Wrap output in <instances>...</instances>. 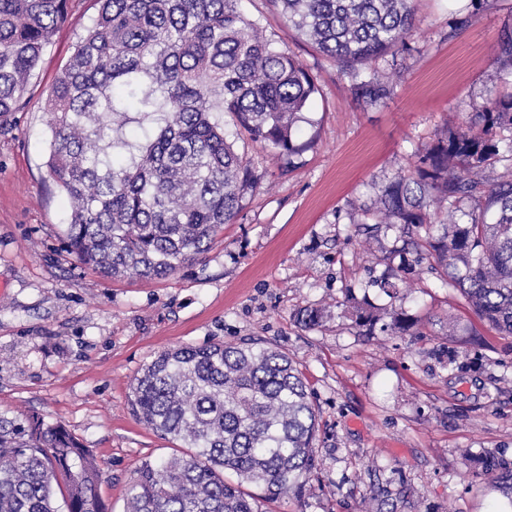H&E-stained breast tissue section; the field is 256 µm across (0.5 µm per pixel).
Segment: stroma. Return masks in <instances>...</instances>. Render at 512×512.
I'll use <instances>...</instances> for the list:
<instances>
[{
    "mask_svg": "<svg viewBox=\"0 0 512 512\" xmlns=\"http://www.w3.org/2000/svg\"><path fill=\"white\" fill-rule=\"evenodd\" d=\"M238 8L313 76L300 124L308 146L286 162L225 120L264 179L202 259L172 276L115 279L61 244L70 207L46 167V98L97 0H70L21 111L0 117V409L64 425L96 458L109 512H125L135 471L175 452L132 414L143 366L175 346L261 340L295 362L319 424L304 495L262 502L263 512H360L374 487L397 512H512L475 463L483 450L512 461V337L482 326L424 249L362 212L375 184L413 173L415 150L449 116L470 122L487 98L512 93L497 62L512 0H419L405 49L377 63L393 93L376 107L273 0ZM391 267L405 282L395 299L378 287ZM349 295L424 325L361 335L342 307ZM323 305L331 315L319 327L298 325L299 310Z\"/></svg>",
    "mask_w": 512,
    "mask_h": 512,
    "instance_id": "1",
    "label": "stroma"
}]
</instances>
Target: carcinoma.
Segmentation results:
<instances>
[{"label":"carcinoma","instance_id":"1","mask_svg":"<svg viewBox=\"0 0 512 512\" xmlns=\"http://www.w3.org/2000/svg\"><path fill=\"white\" fill-rule=\"evenodd\" d=\"M47 96V166L69 202L66 246L113 278H166L198 261L233 222L263 175L243 161L220 117L278 158L300 150L298 123L316 92L294 56L277 51L237 0H99ZM298 32L353 80L373 106L390 93L376 62L405 45L413 0H274ZM69 0H0V116L21 101ZM512 83V29L499 39ZM144 127L141 140L124 128ZM506 163V172L497 167ZM448 205L434 221L431 203ZM366 213L406 236L425 233L426 259L478 319L512 335V94L487 99L475 121L450 125L417 155L415 174L377 186ZM350 318L404 335L422 319L355 303ZM305 309L299 324L323 322ZM132 411L188 452L147 460L126 512H260L244 490L300 495L317 469L318 414L305 379L263 343H210L160 352L132 386ZM484 475L512 501V462L486 458ZM99 466L68 430L0 410V512H107Z\"/></svg>","mask_w":512,"mask_h":512}]
</instances>
